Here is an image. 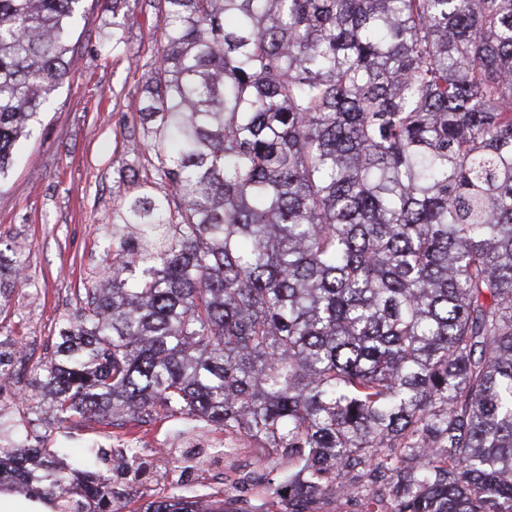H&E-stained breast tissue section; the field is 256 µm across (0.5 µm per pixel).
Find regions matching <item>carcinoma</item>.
Wrapping results in <instances>:
<instances>
[{"label": "carcinoma", "mask_w": 512, "mask_h": 512, "mask_svg": "<svg viewBox=\"0 0 512 512\" xmlns=\"http://www.w3.org/2000/svg\"><path fill=\"white\" fill-rule=\"evenodd\" d=\"M82 2L0 0V179ZM157 2L129 136L153 175L35 391L250 438L263 507L212 512H512V0ZM20 279L0 259V314ZM60 452H28L55 512H124L99 449Z\"/></svg>", "instance_id": "obj_1"}]
</instances>
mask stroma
<instances>
[{"label":"stroma","mask_w":512,"mask_h":512,"mask_svg":"<svg viewBox=\"0 0 512 512\" xmlns=\"http://www.w3.org/2000/svg\"><path fill=\"white\" fill-rule=\"evenodd\" d=\"M72 40L76 59L68 81L41 112L19 144V158L0 181V255L18 264L24 276L0 316V336L15 345L6 366V394L13 417L28 445L49 443L65 456L96 446L109 453L127 440H168L173 453L167 468L181 471L186 485L196 482L201 466L231 478L257 469L255 446L239 449L235 460L213 457L205 423L175 416L147 424L103 427L91 421L58 424L51 408L29 422L26 398L35 370L55 358L62 322L86 296L89 281L112 256V204L124 195L130 161L126 136L139 121L138 105L150 64L160 46L157 12L143 0H83ZM125 24L118 56L104 59L113 20ZM167 468H153L138 478L102 461L115 490L129 508L150 502L163 485Z\"/></svg>","instance_id":"1"}]
</instances>
